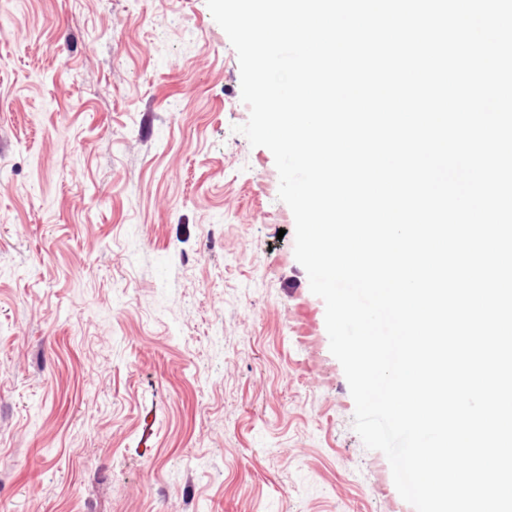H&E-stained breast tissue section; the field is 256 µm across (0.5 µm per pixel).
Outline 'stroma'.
Returning <instances> with one entry per match:
<instances>
[{"mask_svg": "<svg viewBox=\"0 0 512 512\" xmlns=\"http://www.w3.org/2000/svg\"><path fill=\"white\" fill-rule=\"evenodd\" d=\"M206 0H0V512H394ZM295 333L298 343L309 350V362L312 363L318 353L317 347L320 340L315 324L310 321L301 322L296 326Z\"/></svg>", "mask_w": 512, "mask_h": 512, "instance_id": "35a3bbf8", "label": "stroma"}]
</instances>
